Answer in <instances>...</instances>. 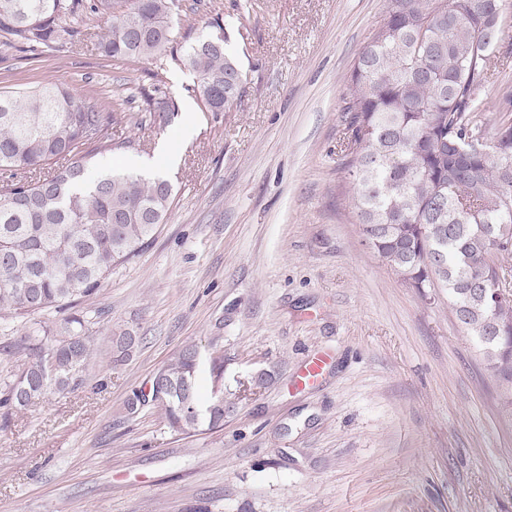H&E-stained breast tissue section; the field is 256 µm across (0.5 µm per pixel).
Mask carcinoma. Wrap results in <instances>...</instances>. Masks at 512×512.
Segmentation results:
<instances>
[{
    "label": "carcinoma",
    "instance_id": "carcinoma-1",
    "mask_svg": "<svg viewBox=\"0 0 512 512\" xmlns=\"http://www.w3.org/2000/svg\"><path fill=\"white\" fill-rule=\"evenodd\" d=\"M182 0H0V45L35 58L83 36L106 57L152 61L143 94L152 127L175 111L165 98L167 63L198 75L206 112H230L245 93L243 72L224 50L220 17L207 23L214 47L181 38ZM343 95L347 143L342 166L365 245L406 285L424 293L438 279L457 321L502 380L512 412V300L496 294L512 277V87L487 128L481 95L502 63L483 17L503 0H386ZM103 18L106 33L78 27ZM501 151L477 159L473 146ZM128 144L112 138L100 107L56 84L0 93V310L13 319L74 308L153 238L173 204L162 177L88 172L93 152ZM90 321L70 314L30 337L29 361L4 403L26 408L53 390L83 387ZM141 338L112 336L113 362L130 359ZM194 345L126 401L132 415L151 403L174 432L224 424V401L200 396Z\"/></svg>",
    "mask_w": 512,
    "mask_h": 512
}]
</instances>
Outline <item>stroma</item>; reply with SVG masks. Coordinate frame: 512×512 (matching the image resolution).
Here are the masks:
<instances>
[{
	"label": "stroma",
	"instance_id": "1",
	"mask_svg": "<svg viewBox=\"0 0 512 512\" xmlns=\"http://www.w3.org/2000/svg\"><path fill=\"white\" fill-rule=\"evenodd\" d=\"M212 0L246 92L206 112L185 69L177 111L137 129L151 63L92 42L38 60L9 51L0 92L56 83L108 113L130 147L92 163L168 178L174 202L153 239L76 313L90 320L83 388L17 410L0 403V512H512V413L438 289L418 294L362 243L338 152L342 96L385 0ZM126 95L113 110L114 93ZM191 135H184V126ZM56 312L0 325V400L28 362V336ZM141 336L112 363L115 329ZM224 372L212 364V342ZM198 345L203 394L272 381L221 427L172 432L133 392ZM328 354L319 382L293 383Z\"/></svg>",
	"mask_w": 512,
	"mask_h": 512
}]
</instances>
